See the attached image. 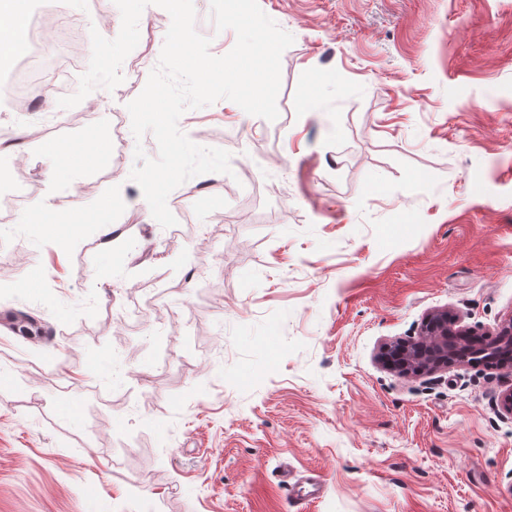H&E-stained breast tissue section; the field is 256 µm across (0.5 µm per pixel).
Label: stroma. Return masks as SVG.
Listing matches in <instances>:
<instances>
[{
    "label": "stroma",
    "mask_w": 512,
    "mask_h": 512,
    "mask_svg": "<svg viewBox=\"0 0 512 512\" xmlns=\"http://www.w3.org/2000/svg\"><path fill=\"white\" fill-rule=\"evenodd\" d=\"M258 2L294 38L279 116H181L232 172L173 190L174 229L117 150L169 14L144 9L96 111L35 92L19 112L20 29L118 8L0 0V134L59 126L0 154V185L36 200L57 183L59 211L112 227L35 244L20 208L0 230V315L57 332L0 323V512H290L283 466L325 479L307 512H512V370L402 377L378 360L434 310L479 332L512 316V0ZM77 140L99 145L78 175ZM98 354L112 366L94 373Z\"/></svg>",
    "instance_id": "35a3bbf8"
}]
</instances>
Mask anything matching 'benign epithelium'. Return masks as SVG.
Segmentation results:
<instances>
[{"label":"benign epithelium","mask_w":512,"mask_h":512,"mask_svg":"<svg viewBox=\"0 0 512 512\" xmlns=\"http://www.w3.org/2000/svg\"><path fill=\"white\" fill-rule=\"evenodd\" d=\"M479 358L490 366L512 369V317L492 332L477 333L446 311L432 312L417 338L385 343L379 355L381 364L405 376L432 374Z\"/></svg>","instance_id":"benign-epithelium-1"}]
</instances>
